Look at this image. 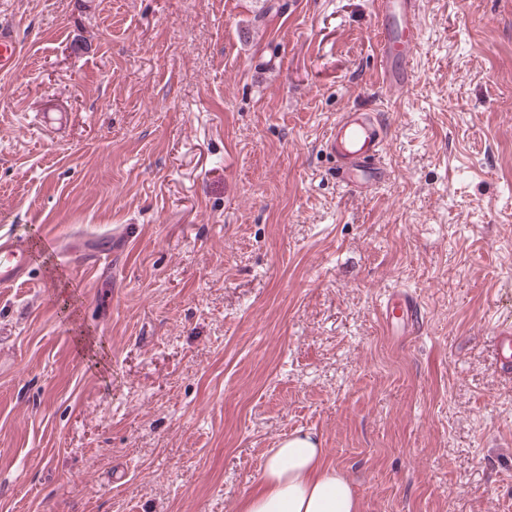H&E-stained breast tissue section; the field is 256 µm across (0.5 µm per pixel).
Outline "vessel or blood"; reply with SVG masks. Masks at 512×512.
Listing matches in <instances>:
<instances>
[{
  "instance_id": "obj_1",
  "label": "vessel or blood",
  "mask_w": 512,
  "mask_h": 512,
  "mask_svg": "<svg viewBox=\"0 0 512 512\" xmlns=\"http://www.w3.org/2000/svg\"><path fill=\"white\" fill-rule=\"evenodd\" d=\"M384 17L378 40L382 83L392 91L403 90L413 76V60L420 40L414 0H381ZM21 46L9 29H0V69H9ZM387 127L370 109H353L340 114L323 143L336 160L334 175L340 188L365 191L384 184L388 178L383 163ZM30 280L29 248L15 237L0 235V290L22 287ZM389 333L409 335L422 316L418 299L409 291H388L379 304ZM495 368L500 376L512 378V331L497 330L493 338Z\"/></svg>"
}]
</instances>
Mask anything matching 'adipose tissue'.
<instances>
[{
  "instance_id": "obj_1",
  "label": "adipose tissue",
  "mask_w": 512,
  "mask_h": 512,
  "mask_svg": "<svg viewBox=\"0 0 512 512\" xmlns=\"http://www.w3.org/2000/svg\"><path fill=\"white\" fill-rule=\"evenodd\" d=\"M310 432L281 440L262 465L263 488L242 512H359L354 491Z\"/></svg>"
}]
</instances>
